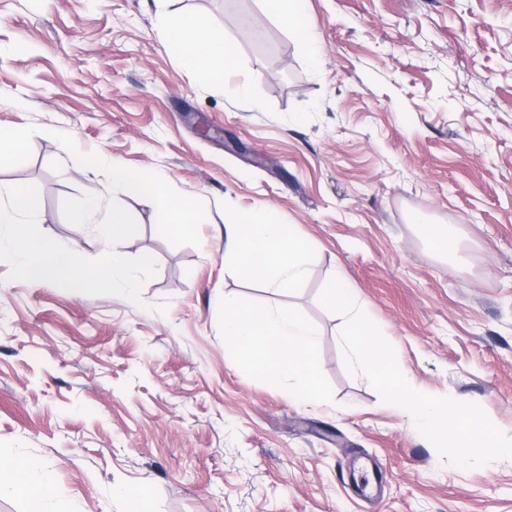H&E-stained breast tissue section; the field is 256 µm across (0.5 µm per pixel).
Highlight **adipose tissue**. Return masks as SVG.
I'll use <instances>...</instances> for the list:
<instances>
[{"label":"adipose tissue","instance_id":"1","mask_svg":"<svg viewBox=\"0 0 512 512\" xmlns=\"http://www.w3.org/2000/svg\"><path fill=\"white\" fill-rule=\"evenodd\" d=\"M263 13L298 35L308 46L311 61L319 60L306 0H263ZM164 37L185 66L202 75L211 88L223 90L224 77L239 58L230 38L206 28L192 14L168 25ZM227 232L228 254L246 275L277 291L297 287L304 279L310 251L288 225L279 222L270 205L254 208L241 222L229 225ZM224 349L233 366L266 371L285 381L295 401L319 403L325 398L317 332L294 313L251 309L225 299ZM51 480L50 471L37 458H0V497H22L26 512H77L71 502L50 503Z\"/></svg>","mask_w":512,"mask_h":512}]
</instances>
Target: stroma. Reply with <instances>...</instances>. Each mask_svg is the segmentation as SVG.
<instances>
[{
	"instance_id": "1",
	"label": "stroma",
	"mask_w": 512,
	"mask_h": 512,
	"mask_svg": "<svg viewBox=\"0 0 512 512\" xmlns=\"http://www.w3.org/2000/svg\"><path fill=\"white\" fill-rule=\"evenodd\" d=\"M261 0H0V132L22 151L48 237L101 242L62 201L105 194L81 152L158 173L199 198L200 247L170 245L146 198L119 195L151 255L141 304L10 278L0 261V453L41 459L52 494L125 512H512V459L462 469L344 366L341 315L318 295L345 271L415 388L479 404L512 437V0H307L322 62ZM190 13L237 45L230 87L185 68L162 24ZM275 207L311 252L278 292L225 257V224ZM427 224H418V217ZM453 230L437 250L427 226ZM312 325L326 403L229 365L224 298ZM113 497L127 504L128 512H152V502L146 487H118L113 489Z\"/></svg>"
}]
</instances>
